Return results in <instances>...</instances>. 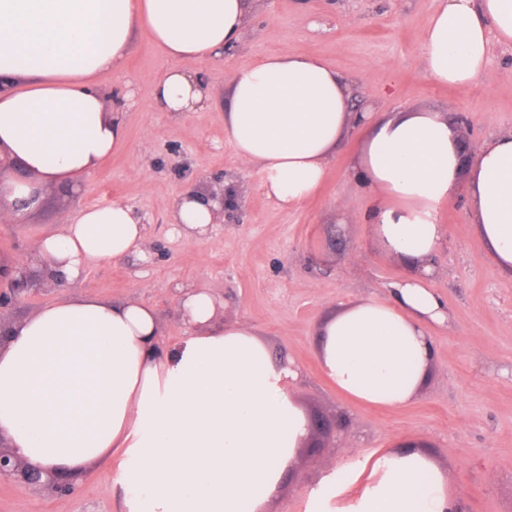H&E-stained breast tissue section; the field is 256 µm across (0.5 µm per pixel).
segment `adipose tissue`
I'll list each match as a JSON object with an SVG mask.
<instances>
[{"label":"adipose tissue","mask_w":512,"mask_h":512,"mask_svg":"<svg viewBox=\"0 0 512 512\" xmlns=\"http://www.w3.org/2000/svg\"><path fill=\"white\" fill-rule=\"evenodd\" d=\"M254 0H0V178L7 217L22 221L43 185L90 175L121 142V111L99 74L123 68L138 33L179 63L156 86L168 112H195L208 91L186 61L236 43ZM512 45V0H441L421 38L434 82L467 87L488 65L491 42ZM362 90L315 57L284 50L235 71L224 135L256 166L281 207L313 196L328 163L355 135L349 167L362 188L378 248L407 261L387 300L344 305L319 331L317 359L336 388L364 405L400 408L431 369V328L448 320L427 288L448 230L439 207L465 194L472 226L512 278V132L464 164L458 131L434 111H355ZM216 201L177 198L179 233L203 237ZM134 207L92 206L36 244L48 274L79 278L90 258L143 250ZM188 333L163 347L155 311L81 295L35 310L0 342V436L14 454L62 480L122 457L112 492L123 512H265L309 434L291 386L301 367L272 356L246 321H216V301L185 291ZM448 473L418 451L380 454L357 495L330 508L322 492L308 512H454Z\"/></svg>","instance_id":"1"}]
</instances>
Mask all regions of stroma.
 <instances>
[{"instance_id":"stroma-1","label":"stroma","mask_w":512,"mask_h":512,"mask_svg":"<svg viewBox=\"0 0 512 512\" xmlns=\"http://www.w3.org/2000/svg\"><path fill=\"white\" fill-rule=\"evenodd\" d=\"M440 0H259L229 54L185 62L207 77L210 97L195 112H167L156 83L170 63L139 35L122 70L101 75V88L120 102L125 134L91 175L43 190L40 206L22 223L0 222V255L28 256L46 233L60 230L90 205L115 200L143 217L146 247L119 260H89L79 279L56 284L37 273L29 295L8 310L16 322L47 304L81 294L115 303L139 300L159 318L161 344L184 336L179 297L203 288L219 302L217 316L245 318L273 355L295 359L302 374L292 393L308 418L342 420L323 447L304 448L267 512H306L309 494L337 475L343 497L356 493L373 460L417 440L448 472L457 512H512V279L485 251L464 197L442 205L448 238L428 282L448 305V322L434 331L436 357L417 399L399 409L354 404L320 373L319 324L340 304L384 300L405 266L371 242L368 202L348 172L355 138L328 166L312 198L280 208L264 193L255 168L245 166L224 137L236 69L270 52L319 58L342 73L361 75L357 106L388 112L430 110L465 116L462 141L479 150L512 131V45L492 43L491 61L465 88L427 78L421 34ZM222 181L224 216L201 238L174 230L171 206L187 191ZM346 218L340 236L327 224ZM118 460L92 467L60 501L14 483L0 484V512H122L112 493Z\"/></svg>"}]
</instances>
